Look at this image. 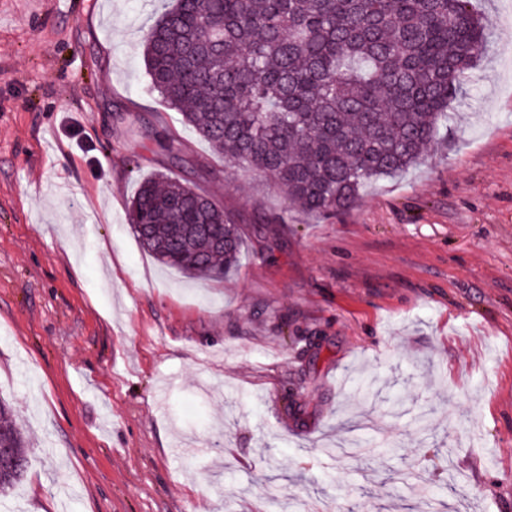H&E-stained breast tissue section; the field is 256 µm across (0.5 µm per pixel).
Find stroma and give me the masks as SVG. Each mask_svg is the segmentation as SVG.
I'll return each instance as SVG.
<instances>
[{"label": "stroma", "instance_id": "stroma-1", "mask_svg": "<svg viewBox=\"0 0 512 512\" xmlns=\"http://www.w3.org/2000/svg\"><path fill=\"white\" fill-rule=\"evenodd\" d=\"M471 7L447 129L321 217L150 92L152 0H0V512H512V0ZM157 172L244 228L223 281L134 235ZM29 441L19 427L13 408L0 399V499L21 480L28 463Z\"/></svg>", "mask_w": 512, "mask_h": 512}]
</instances>
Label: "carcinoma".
<instances>
[{
    "instance_id": "obj_1",
    "label": "carcinoma",
    "mask_w": 512,
    "mask_h": 512,
    "mask_svg": "<svg viewBox=\"0 0 512 512\" xmlns=\"http://www.w3.org/2000/svg\"><path fill=\"white\" fill-rule=\"evenodd\" d=\"M152 2L150 91L216 155L323 217L420 159L490 38L469 0ZM128 223L160 263L205 281L237 265L244 240L223 207L163 173L140 183ZM28 448L0 400V498L26 472Z\"/></svg>"
}]
</instances>
